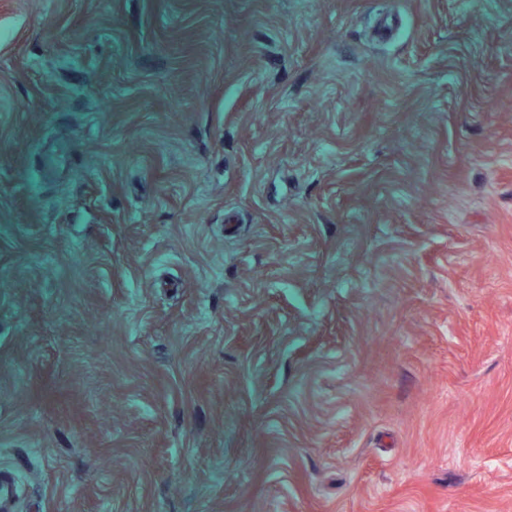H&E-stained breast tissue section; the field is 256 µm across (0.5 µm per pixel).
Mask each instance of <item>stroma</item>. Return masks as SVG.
Returning a JSON list of instances; mask_svg holds the SVG:
<instances>
[{
  "label": "stroma",
  "mask_w": 512,
  "mask_h": 512,
  "mask_svg": "<svg viewBox=\"0 0 512 512\" xmlns=\"http://www.w3.org/2000/svg\"><path fill=\"white\" fill-rule=\"evenodd\" d=\"M8 512H512V0H0Z\"/></svg>",
  "instance_id": "1"
}]
</instances>
